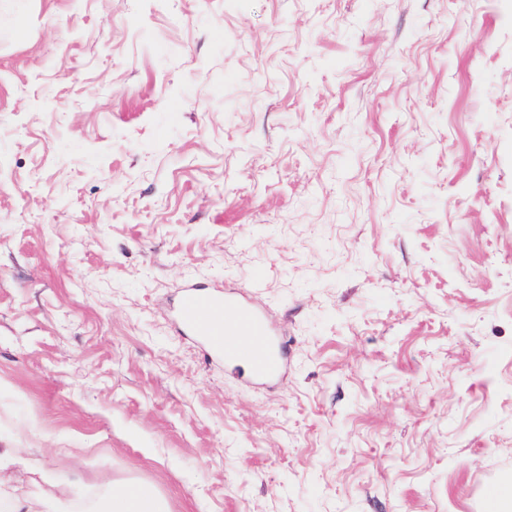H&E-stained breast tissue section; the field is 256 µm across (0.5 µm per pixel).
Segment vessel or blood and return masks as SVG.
<instances>
[{
	"mask_svg": "<svg viewBox=\"0 0 512 512\" xmlns=\"http://www.w3.org/2000/svg\"><path fill=\"white\" fill-rule=\"evenodd\" d=\"M177 313L186 331L203 337L209 350L228 365L244 364L253 380L272 379L284 368L281 339L242 294L192 286L180 297Z\"/></svg>",
	"mask_w": 512,
	"mask_h": 512,
	"instance_id": "obj_1",
	"label": "vessel or blood"
}]
</instances>
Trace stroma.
Instances as JSON below:
<instances>
[{"mask_svg": "<svg viewBox=\"0 0 512 512\" xmlns=\"http://www.w3.org/2000/svg\"><path fill=\"white\" fill-rule=\"evenodd\" d=\"M245 293L258 383L173 315ZM167 512L512 486V0H0V450Z\"/></svg>", "mask_w": 512, "mask_h": 512, "instance_id": "stroma-1", "label": "stroma"}]
</instances>
